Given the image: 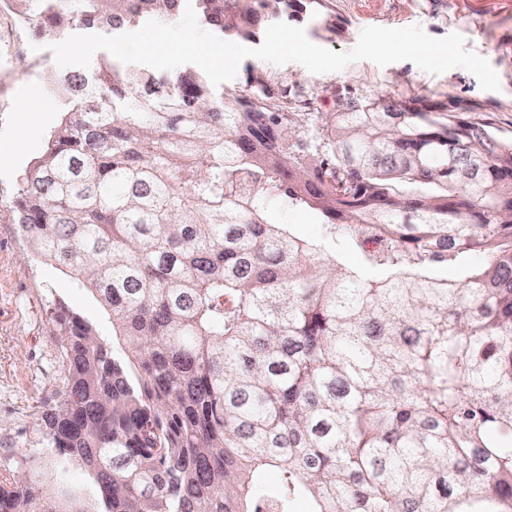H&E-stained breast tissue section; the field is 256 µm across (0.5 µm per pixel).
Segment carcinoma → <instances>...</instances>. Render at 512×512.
<instances>
[{
	"label": "carcinoma",
	"mask_w": 512,
	"mask_h": 512,
	"mask_svg": "<svg viewBox=\"0 0 512 512\" xmlns=\"http://www.w3.org/2000/svg\"><path fill=\"white\" fill-rule=\"evenodd\" d=\"M186 0H0L27 31L175 21ZM254 40L304 0H192ZM0 203L92 292L110 349L55 317L66 387L0 512H512V138L385 98L305 129L191 68L104 64ZM317 213L311 241L288 214ZM359 258L357 266L348 258ZM452 270L450 279L439 275ZM280 470L273 489L259 473Z\"/></svg>",
	"instance_id": "cac0c4a2"
}]
</instances>
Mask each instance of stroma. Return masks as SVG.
Masks as SVG:
<instances>
[{
    "mask_svg": "<svg viewBox=\"0 0 512 512\" xmlns=\"http://www.w3.org/2000/svg\"><path fill=\"white\" fill-rule=\"evenodd\" d=\"M416 24L434 38L463 35L467 48L497 72L499 91L482 90L462 68L432 75L409 61L384 67L359 61L341 75L314 74L296 62L277 66L255 58L244 60L223 89L249 95L261 82L301 115L327 114L342 103L378 96L420 100L511 137L512 0H321L300 22L313 43L336 52L352 50L364 28ZM55 42L52 36H31L12 13L0 11V198L16 192L62 112L71 107L53 84L61 72L50 50ZM61 305L111 340L112 319L99 301L62 270L32 262L10 212L0 209V478L11 476L22 457L45 447L41 414L65 389V365L52 325Z\"/></svg>",
    "mask_w": 512,
    "mask_h": 512,
    "instance_id": "obj_1",
    "label": "stroma"
}]
</instances>
